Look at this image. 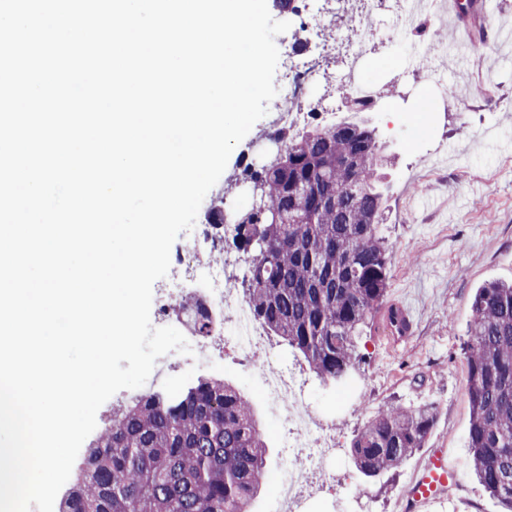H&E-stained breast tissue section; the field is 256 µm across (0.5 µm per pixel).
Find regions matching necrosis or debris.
Listing matches in <instances>:
<instances>
[{"instance_id":"necrosis-or-debris-1","label":"necrosis or debris","mask_w":512,"mask_h":512,"mask_svg":"<svg viewBox=\"0 0 512 512\" xmlns=\"http://www.w3.org/2000/svg\"><path fill=\"white\" fill-rule=\"evenodd\" d=\"M336 10L355 8L363 14L390 18L392 40L411 39L414 28L404 23L406 9L403 0H332ZM345 43V65L340 74L344 87L366 99L375 98L377 84L362 75L361 62L369 41L359 29L340 35ZM318 75L315 58L302 53L289 52L286 74L277 80L278 93L269 103L273 114V128L300 126L309 113L305 97ZM223 240L216 236L210 225L198 224L186 235L183 244L170 258V272L164 289L157 297V326L169 325L170 318L182 300L187 283L201 285V297L209 313L223 314L231 311L235 320L228 327L219 328L213 337L189 336L191 355L170 352L158 358V365L188 361L202 362L212 341L231 343L234 348L248 352L263 343V331L250 318L245 306L238 300L231 283L234 277L232 259L214 265L208 260L211 252L220 250ZM265 398L288 429L284 446L288 457L280 466L272 494L276 512H302L306 498L319 496L332 486L334 474L319 471L324 459L335 456L339 446L336 426L308 403L299 375L289 367L270 365L264 372Z\"/></svg>"}]
</instances>
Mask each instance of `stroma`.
Wrapping results in <instances>:
<instances>
[{
    "instance_id": "35a3bbf8",
    "label": "stroma",
    "mask_w": 512,
    "mask_h": 512,
    "mask_svg": "<svg viewBox=\"0 0 512 512\" xmlns=\"http://www.w3.org/2000/svg\"><path fill=\"white\" fill-rule=\"evenodd\" d=\"M489 15L469 8L460 19L426 14L444 32L432 65L455 88H466V105L441 101L440 88L427 74L406 71L402 46L388 40L387 18L364 16L363 31L374 46L362 62L366 76L395 83L396 93L365 118L392 159L382 181L386 196L384 234L392 245L386 300L406 296L418 316L412 332L394 341L382 316H375L358 348L359 362L343 382L322 384L303 357L278 337L269 351L245 362L232 348L221 360L192 369L174 368L159 376L160 388L177 389L198 376H224L249 395L268 446L266 479L250 505L269 512L271 483L282 460V424L262 400V363L274 357L299 369L305 393L316 411L335 420L340 446L326 463L338 482L323 497L309 499L307 512H424L401 495L427 449L448 451L458 478L445 512H503L498 499L475 479L468 448L471 408L469 374L463 350L477 288L489 281L512 282V0H499ZM469 25L481 39L483 62L451 51L449 31ZM429 100L439 105L430 130H417L408 108ZM429 404L435 420L424 448L396 470L365 478L355 466L350 444L382 404ZM367 495L356 502L357 490Z\"/></svg>"
}]
</instances>
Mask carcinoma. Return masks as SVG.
<instances>
[{
	"instance_id": "obj_1",
	"label": "carcinoma",
	"mask_w": 512,
	"mask_h": 512,
	"mask_svg": "<svg viewBox=\"0 0 512 512\" xmlns=\"http://www.w3.org/2000/svg\"><path fill=\"white\" fill-rule=\"evenodd\" d=\"M284 147L237 180L263 204L232 212V245L253 317L297 350L324 383L343 381L358 338L382 305L392 247L378 230L387 162L375 130L356 121L278 129ZM195 335L213 334L197 314ZM471 407L468 448L481 485L512 512V284L477 289L464 343ZM434 408L380 406L351 443L367 477L399 468L424 447ZM267 446L252 404L221 376L145 392L112 414L61 498L59 512H249Z\"/></svg>"
}]
</instances>
